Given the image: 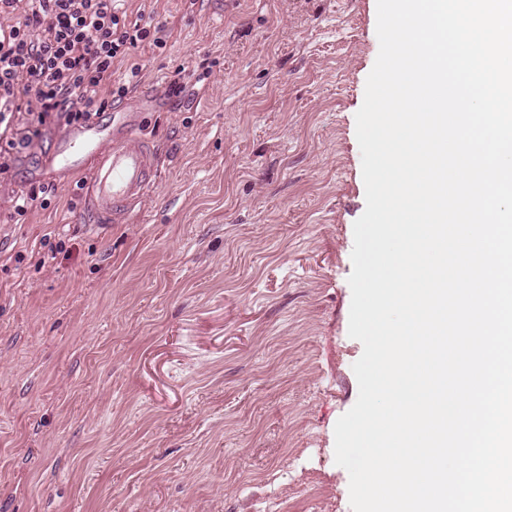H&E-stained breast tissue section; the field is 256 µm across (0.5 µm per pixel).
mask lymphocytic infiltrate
Wrapping results in <instances>:
<instances>
[{"label":"lymphocytic infiltrate","instance_id":"f902f5d3","mask_svg":"<svg viewBox=\"0 0 512 512\" xmlns=\"http://www.w3.org/2000/svg\"><path fill=\"white\" fill-rule=\"evenodd\" d=\"M158 32L129 21L118 0H0V173L17 146V115L30 127L95 119L137 83L132 53L165 48ZM124 61L127 77L113 84L112 66Z\"/></svg>","mask_w":512,"mask_h":512}]
</instances>
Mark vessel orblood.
Segmentation results:
<instances>
[{
    "mask_svg": "<svg viewBox=\"0 0 512 512\" xmlns=\"http://www.w3.org/2000/svg\"><path fill=\"white\" fill-rule=\"evenodd\" d=\"M141 127L135 111L113 112L104 121L70 126L59 136L38 173H88L87 223L116 220L128 205L143 197L155 172L154 150ZM89 157L95 163L88 170L84 162Z\"/></svg>",
    "mask_w": 512,
    "mask_h": 512,
    "instance_id": "obj_1",
    "label": "vessel or blood"
}]
</instances>
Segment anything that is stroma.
<instances>
[{"instance_id": "stroma-1", "label": "stroma", "mask_w": 512, "mask_h": 512, "mask_svg": "<svg viewBox=\"0 0 512 512\" xmlns=\"http://www.w3.org/2000/svg\"><path fill=\"white\" fill-rule=\"evenodd\" d=\"M155 177L122 222L56 182L17 215L40 127L0 174V512H352L355 116L377 0H127ZM52 190L54 191V188L52 189L51 185H47L46 187L42 186L41 188H39L38 192H36V190L33 188L32 190H30L28 192L21 191L20 194L17 193L16 196L14 197L15 212L19 215H23L28 211V209H31L34 206H37L38 203H39L40 207L47 206L48 202H46V200H48V199L40 197L39 193L47 194V193H51ZM40 198H42L41 201H40Z\"/></svg>"}]
</instances>
